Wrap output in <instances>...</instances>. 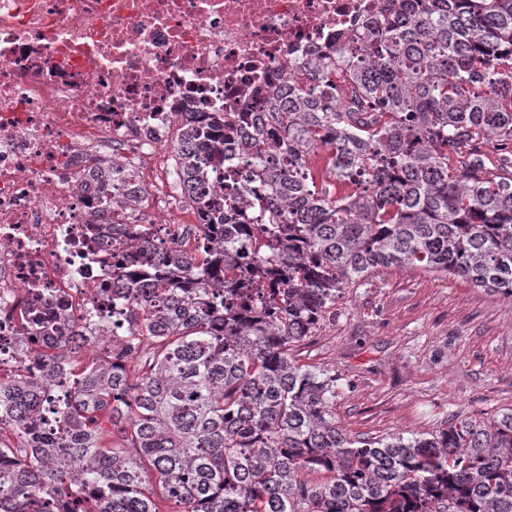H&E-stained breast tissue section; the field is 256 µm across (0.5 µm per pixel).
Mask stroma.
I'll return each mask as SVG.
<instances>
[{
    "label": "stroma",
    "instance_id": "obj_1",
    "mask_svg": "<svg viewBox=\"0 0 512 512\" xmlns=\"http://www.w3.org/2000/svg\"><path fill=\"white\" fill-rule=\"evenodd\" d=\"M294 357L335 372L336 421L349 434L431 433L512 407V298L382 268L337 293Z\"/></svg>",
    "mask_w": 512,
    "mask_h": 512
}]
</instances>
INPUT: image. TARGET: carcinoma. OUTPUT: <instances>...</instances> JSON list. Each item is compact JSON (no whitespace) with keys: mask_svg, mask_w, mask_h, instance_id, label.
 <instances>
[{"mask_svg":"<svg viewBox=\"0 0 512 512\" xmlns=\"http://www.w3.org/2000/svg\"><path fill=\"white\" fill-rule=\"evenodd\" d=\"M288 74L261 112L179 128L200 224L173 248L143 224L114 257L136 306L125 358L0 383L28 462L0 467L7 512H512V408L426 436H352L336 375L293 350L336 292L418 267L512 297V0H410ZM497 146L491 159L469 147ZM233 147L258 188H205ZM112 203L144 206L114 160ZM62 380L64 434L37 427ZM120 448L104 439L108 427ZM92 487L95 494L86 495ZM172 507L164 510L161 504Z\"/></svg>","mask_w":512,"mask_h":512,"instance_id":"carcinoma-1","label":"carcinoma"}]
</instances>
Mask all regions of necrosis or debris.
I'll return each instance as SVG.
<instances>
[{
    "mask_svg": "<svg viewBox=\"0 0 512 512\" xmlns=\"http://www.w3.org/2000/svg\"><path fill=\"white\" fill-rule=\"evenodd\" d=\"M387 0H0V380L39 374L80 330L111 350L129 335L112 256L133 211L97 169L119 158L153 190L159 234L197 216L155 160L201 112H255L270 85Z\"/></svg>",
    "mask_w": 512,
    "mask_h": 512,
    "instance_id": "1",
    "label": "necrosis or debris"
}]
</instances>
